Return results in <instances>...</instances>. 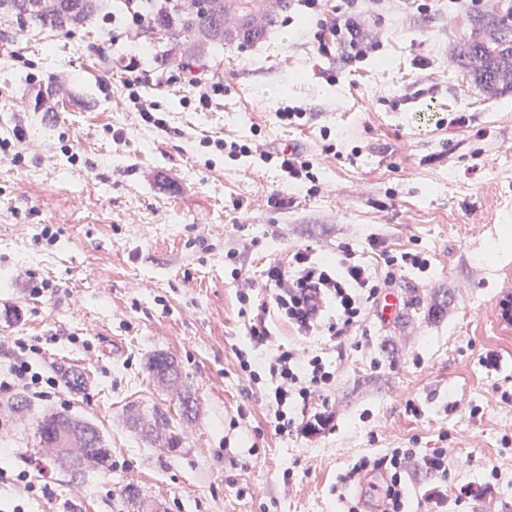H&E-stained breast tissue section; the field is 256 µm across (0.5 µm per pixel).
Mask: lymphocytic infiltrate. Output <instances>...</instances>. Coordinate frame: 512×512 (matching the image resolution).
Returning a JSON list of instances; mask_svg holds the SVG:
<instances>
[{
  "label": "lymphocytic infiltrate",
  "instance_id": "lymphocytic-infiltrate-1",
  "mask_svg": "<svg viewBox=\"0 0 512 512\" xmlns=\"http://www.w3.org/2000/svg\"><path fill=\"white\" fill-rule=\"evenodd\" d=\"M292 264L299 270L297 277H289L288 269L273 265L268 267L266 278L276 307L284 310L289 321L302 331L324 328L334 335H342L362 316L365 296L377 294L372 284L373 272L366 265L346 260L342 263V273L336 274L331 263L313 262L307 249L296 251ZM270 374L275 377L276 385L268 393L267 403L276 431L284 434L318 431L317 423L296 422L288 412V402L295 395L306 400L325 391L333 373L323 360L285 350L271 364Z\"/></svg>",
  "mask_w": 512,
  "mask_h": 512
}]
</instances>
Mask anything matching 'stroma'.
I'll return each mask as SVG.
<instances>
[{
  "label": "stroma",
  "instance_id": "stroma-1",
  "mask_svg": "<svg viewBox=\"0 0 512 512\" xmlns=\"http://www.w3.org/2000/svg\"><path fill=\"white\" fill-rule=\"evenodd\" d=\"M116 2L67 33L0 13V401L21 391L18 354L47 384L24 417H0V512H131L130 482L162 512H345L346 473L395 448L454 451L448 479L409 467L406 512H434L438 490L447 512H512V324L499 308L512 249L498 248L512 230V92L485 93L453 62L471 17L500 0H327L318 14L288 0L260 40L206 47L195 77L223 79L224 96L203 111L187 86L157 82L181 68L180 43L107 24ZM334 17L371 45L366 59L318 52ZM133 52L151 122L127 99ZM285 109L302 119L280 123ZM219 140L294 146L310 163L304 190ZM307 247L370 265L381 292L403 296L400 315L381 322L371 302L344 335L299 332L266 270ZM257 317L271 332L261 345ZM288 348L334 372L289 402L330 415L314 436L276 433L264 407ZM158 351L195 394L193 423L148 376ZM63 364L84 373L82 393ZM131 403L166 410L180 451L128 428ZM52 411L96 425L111 470L76 477L46 456L35 427Z\"/></svg>",
  "mask_w": 512,
  "mask_h": 512
}]
</instances>
